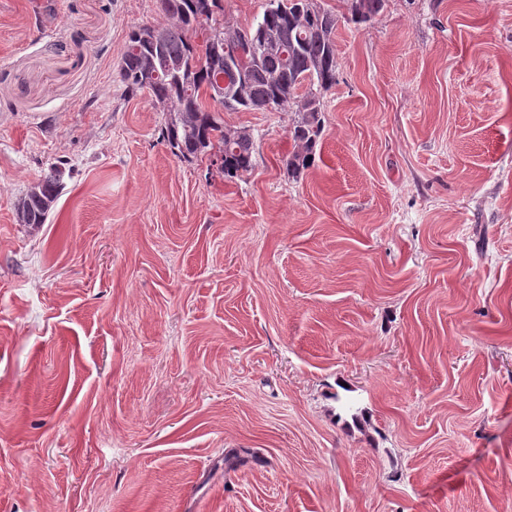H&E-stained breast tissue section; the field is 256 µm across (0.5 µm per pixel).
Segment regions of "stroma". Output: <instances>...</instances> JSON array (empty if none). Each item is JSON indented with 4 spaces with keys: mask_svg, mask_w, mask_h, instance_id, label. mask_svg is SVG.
I'll return each mask as SVG.
<instances>
[{
    "mask_svg": "<svg viewBox=\"0 0 512 512\" xmlns=\"http://www.w3.org/2000/svg\"><path fill=\"white\" fill-rule=\"evenodd\" d=\"M322 4L314 165L227 112L228 180L124 92L160 0H0V512H512V0ZM348 12L343 18L348 24L363 27L372 22L385 8L386 0H347ZM61 186L60 170L56 165H52L47 172L43 173L40 181L31 186L21 199L26 210L23 219L20 217V223L30 227L45 224L50 205L57 198Z\"/></svg>",
    "mask_w": 512,
    "mask_h": 512,
    "instance_id": "obj_1",
    "label": "stroma"
}]
</instances>
